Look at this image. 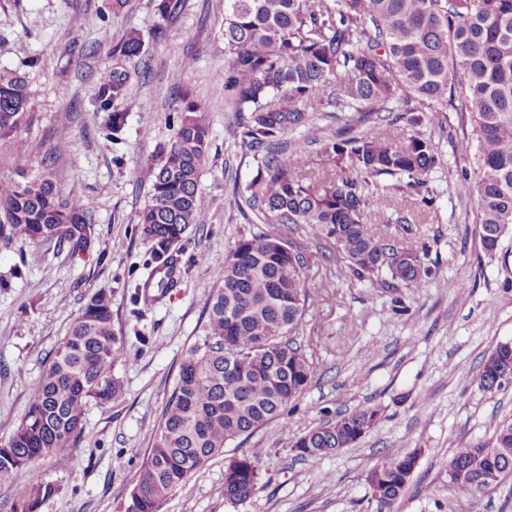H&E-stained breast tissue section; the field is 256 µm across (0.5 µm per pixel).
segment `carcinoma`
Returning a JSON list of instances; mask_svg holds the SVG:
<instances>
[{"mask_svg": "<svg viewBox=\"0 0 512 512\" xmlns=\"http://www.w3.org/2000/svg\"><path fill=\"white\" fill-rule=\"evenodd\" d=\"M224 52V92L241 116L233 134L256 162L254 176L234 187L233 196L258 223L282 224L330 245L350 279L380 288L420 283L432 275L422 236L405 219L398 231L378 234L366 215L382 203L386 178L431 204L428 181L440 158L418 126L426 112L451 111L469 118L472 128L456 148L473 160V171L462 172L456 189L476 201L483 248L496 251L512 233V0H224ZM142 53L137 31L112 46V82L100 87L94 103L113 137L126 124V113L114 106L129 79L122 62ZM332 83L362 108L400 100L414 116L397 137L352 126L321 136L312 101ZM29 99L26 76L0 71V140L26 123ZM199 109L186 102L150 168L148 201L137 213L138 229L152 242L143 291L158 274V286H177L176 254L208 206L199 178L210 133ZM316 144L323 171L304 175ZM0 239L52 242L84 261L94 224L83 201L60 195L49 172L21 170L0 180ZM309 269L307 254L265 231L238 238L214 267L219 288L206 302L203 342L180 363L149 454L119 512H159L227 443L282 419L307 389L313 368L291 335L318 296ZM125 357L112 325V294L100 289L31 385L7 442L10 452L0 451V479L28 474L13 512H42L56 495L37 463L79 442L89 403L106 405L122 395L113 370ZM506 372L512 375V343L497 345L481 361V389L499 391ZM377 420L371 407L338 412L297 436L291 448L315 465L355 445ZM409 457L390 454L368 473L377 512H395L412 477ZM254 465L248 455L228 461L224 500L244 504L255 496ZM448 474L465 498L511 475L512 421L498 424L488 444L455 449Z\"/></svg>", "mask_w": 512, "mask_h": 512, "instance_id": "cac0c4a2", "label": "carcinoma"}]
</instances>
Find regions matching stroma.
<instances>
[{
    "mask_svg": "<svg viewBox=\"0 0 512 512\" xmlns=\"http://www.w3.org/2000/svg\"><path fill=\"white\" fill-rule=\"evenodd\" d=\"M130 29L143 39L142 59L117 105L127 114L121 140L108 138L94 110L98 89L112 79L110 49ZM224 0H178L159 17L154 0H0V69L26 73L30 118L0 142V179L38 170L58 140L67 149L51 171L58 188L92 214L95 249L74 261L53 245L19 247L0 241V445L23 416L29 388L91 295L112 292V322L129 359L114 370L124 386L115 402L90 404L76 448L39 463L56 495L43 512H118L145 461L154 431L186 352L204 337L205 304L217 288L213 263L252 231L233 201L256 164L233 137L239 115L224 97ZM190 91L210 130L200 189L210 203L178 254L181 283L152 288L151 305L137 302L151 243L134 230L150 188L149 169L172 135L170 120ZM391 111L355 112L322 106L318 127L373 125L387 131ZM441 163L430 176L434 201L424 206L384 181V204L367 214L375 228L417 224L430 250V279L387 289L349 280L319 245L301 238L311 255L310 279L323 296L309 310L297 340L316 367L306 391L274 422L226 445L159 512H376L369 471L387 453L419 452L397 512H512V476L473 503L457 495L446 466L460 443L486 442L497 422L512 419V385L483 392L484 354L512 342V236L495 253L483 250L475 202L456 181L470 159L456 152L462 130L456 113L426 115ZM372 407L376 425L352 448L317 465L298 459L295 436L337 410ZM258 462L256 495L246 504L222 495L226 458ZM122 458V470L113 467Z\"/></svg>",
    "mask_w": 512,
    "mask_h": 512,
    "instance_id": "1",
    "label": "stroma"
}]
</instances>
